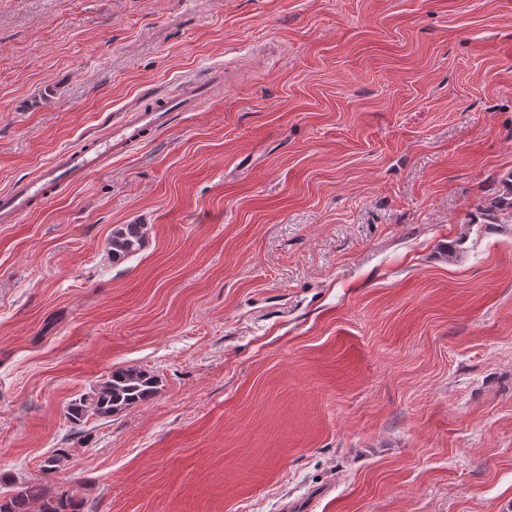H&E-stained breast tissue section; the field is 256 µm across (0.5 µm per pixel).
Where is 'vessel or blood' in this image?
<instances>
[{"instance_id":"vessel-or-blood-1","label":"vessel or blood","mask_w":512,"mask_h":512,"mask_svg":"<svg viewBox=\"0 0 512 512\" xmlns=\"http://www.w3.org/2000/svg\"><path fill=\"white\" fill-rule=\"evenodd\" d=\"M205 93V87L189 80L183 83L176 98L159 97L152 109H125L113 117L107 133L83 140L60 153L34 176L1 191L0 223H17L23 215L51 199L64 183H74L101 171L106 158L125 153L166 128L172 113L197 111Z\"/></svg>"}]
</instances>
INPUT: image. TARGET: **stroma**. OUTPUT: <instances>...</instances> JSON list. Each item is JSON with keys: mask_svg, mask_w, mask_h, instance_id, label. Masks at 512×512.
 <instances>
[{"mask_svg": "<svg viewBox=\"0 0 512 512\" xmlns=\"http://www.w3.org/2000/svg\"><path fill=\"white\" fill-rule=\"evenodd\" d=\"M213 71L0 224V497L512 512V0H0V190ZM128 366L152 400L69 422ZM206 89L190 79L182 84L180 94L174 99L162 96L150 110L130 107L118 116L114 115L107 133L84 139L77 146L60 153L34 176L2 190L0 223H17L23 215L51 199L64 183H76L101 171L104 160L112 154L126 153L166 128L172 112L197 111ZM146 233L147 229L142 224H121L114 227L107 244V252L112 256V262L120 261L140 250Z\"/></svg>", "mask_w": 512, "mask_h": 512, "instance_id": "obj_1", "label": "stroma"}]
</instances>
